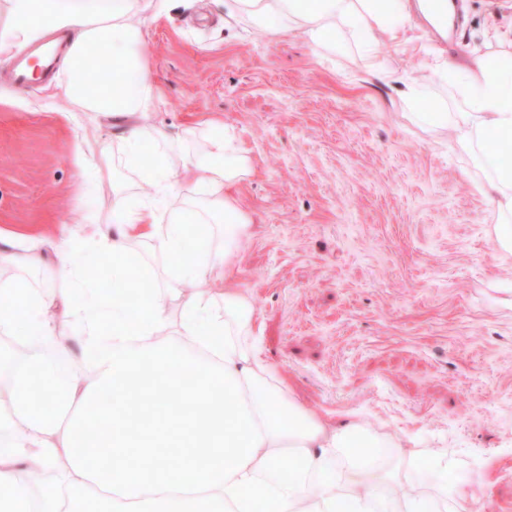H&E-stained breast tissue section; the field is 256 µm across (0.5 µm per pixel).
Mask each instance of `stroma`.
I'll list each match as a JSON object with an SVG mask.
<instances>
[{
	"label": "stroma",
	"mask_w": 512,
	"mask_h": 512,
	"mask_svg": "<svg viewBox=\"0 0 512 512\" xmlns=\"http://www.w3.org/2000/svg\"><path fill=\"white\" fill-rule=\"evenodd\" d=\"M233 0H176L145 17L141 54L160 104L147 115L168 135L223 118L251 161L229 187L250 219L231 280L262 327L261 346L312 412L403 429L455 461L449 482L473 512H512V259L496 253L497 215L475 154L452 130L425 132L408 113L467 105L444 56L465 63L512 30V0H454L439 40L413 17L405 42H381L401 74L385 82L299 34L273 37ZM56 70L27 91L0 79V247L50 257L81 238L89 217L111 229L112 185L148 193L127 160L122 119L70 109ZM426 86L413 101L409 83ZM97 141L111 165L95 183L82 152Z\"/></svg>",
	"instance_id": "obj_1"
}]
</instances>
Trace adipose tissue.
Instances as JSON below:
<instances>
[{"instance_id": "ef3b65f1", "label": "adipose tissue", "mask_w": 512, "mask_h": 512, "mask_svg": "<svg viewBox=\"0 0 512 512\" xmlns=\"http://www.w3.org/2000/svg\"><path fill=\"white\" fill-rule=\"evenodd\" d=\"M172 0H0V57H10L46 33L63 32L66 102L83 112L144 115L157 106L151 73L140 53L142 17L168 11ZM236 10L267 34L299 33L319 47L343 29L361 69L384 80L395 71L378 51L380 37L403 40L412 12L446 31L448 0H235ZM103 50L112 64L99 81L88 61ZM460 90L469 109L441 106L414 113L422 126L448 128L465 150L480 154L499 222L497 250L512 258V167L500 165L492 141L512 143V70L498 56H472ZM208 148L190 154L160 127L139 123L124 135L131 161L141 141L156 143L175 166L146 167L152 194L131 201L112 188L113 234L60 243L53 264L0 250V265H34L64 277L87 298L47 301L25 281L0 289V333L25 326L53 344L15 363L0 395V512H471V496L447 481L441 452L422 453L406 432L383 434L359 421L339 427L293 396L264 356L248 297L198 291L200 281L235 274L248 220L225 186L243 181L250 162L223 122H208ZM182 167L200 185L195 223H186L173 182ZM164 236L150 267L133 276L131 244ZM112 260L108 287H88L85 269L96 256ZM182 300L179 323L168 301ZM78 323L93 374L60 381L57 319ZM179 390L180 408L145 401L157 390ZM181 458L180 468L164 466ZM64 475L53 485L28 486L22 466ZM427 464L431 492L399 494L402 473Z\"/></svg>"}]
</instances>
